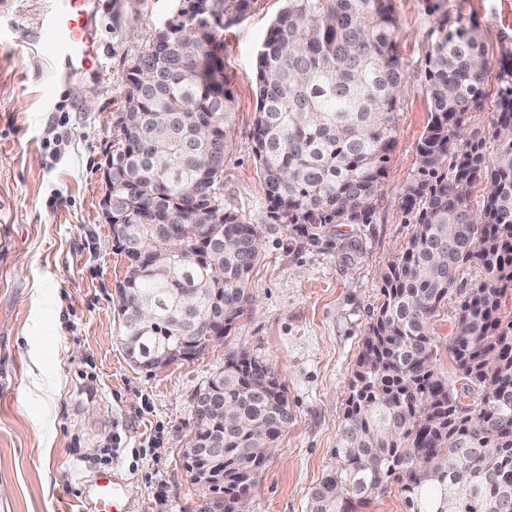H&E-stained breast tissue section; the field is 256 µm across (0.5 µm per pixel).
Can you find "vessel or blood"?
<instances>
[{
  "mask_svg": "<svg viewBox=\"0 0 512 512\" xmlns=\"http://www.w3.org/2000/svg\"><path fill=\"white\" fill-rule=\"evenodd\" d=\"M41 30L55 37L54 62L64 76L79 75L99 55L97 17L91 0H69L66 8L45 17ZM93 512H127L125 488L119 472L99 474Z\"/></svg>",
  "mask_w": 512,
  "mask_h": 512,
  "instance_id": "b4317fda",
  "label": "vessel or blood"
}]
</instances>
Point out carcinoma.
<instances>
[{"mask_svg":"<svg viewBox=\"0 0 512 512\" xmlns=\"http://www.w3.org/2000/svg\"><path fill=\"white\" fill-rule=\"evenodd\" d=\"M257 59L253 155L266 185L268 219L316 239L332 224H369L386 174L397 105L406 87L395 48L391 0H285ZM252 0H182L126 72V113L115 124L112 234L159 254L128 269L121 339L147 359L182 336L207 334L212 300L229 331L248 301L259 229L224 209V230L204 250L187 236L156 237L155 224H207L222 205L218 175L229 147L226 88L217 32ZM423 93L430 119L416 145L418 167L402 194L416 215L405 249L382 276L384 301L370 322L347 398L337 463L310 493V512H356L393 477L408 512H512V71L484 130L465 131L484 107L490 61L474 27L438 21ZM479 183V212L468 198ZM487 280L464 293L449 351L476 408L433 364L429 322L459 271ZM143 312L155 318L141 326ZM224 423L205 424V446L188 442L194 466L217 477L218 512H236L269 458L245 426L276 442L292 414L284 385L265 363L241 356L200 387Z\"/></svg>","mask_w":512,"mask_h":512,"instance_id":"1","label":"carcinoma"}]
</instances>
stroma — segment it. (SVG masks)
Returning a JSON list of instances; mask_svg holds the SVG:
<instances>
[{
    "instance_id": "35a3bbf8",
    "label": "stroma",
    "mask_w": 512,
    "mask_h": 512,
    "mask_svg": "<svg viewBox=\"0 0 512 512\" xmlns=\"http://www.w3.org/2000/svg\"><path fill=\"white\" fill-rule=\"evenodd\" d=\"M65 0H13L0 11V512H79L96 475L119 469L135 512H197L202 492L183 452L194 394L226 355L244 353L284 384L292 419L249 498L250 512H308V494L336 464L353 368L383 301L382 275L415 226L401 196L430 111L425 60L440 16L474 22L491 62L484 87L512 66V0H392L396 52L407 87L369 224H335L312 240L267 221L253 156L257 55L284 0H254L219 31L232 92L224 205L259 227L262 257L249 301L230 333L194 360L150 372L126 359L116 285L126 271L102 215L100 167L125 104V76L171 18L178 0H95L100 64L64 83L51 42L32 44L43 16ZM485 280L460 273L430 321L435 368L459 401L463 380L448 341L465 291Z\"/></svg>"
}]
</instances>
